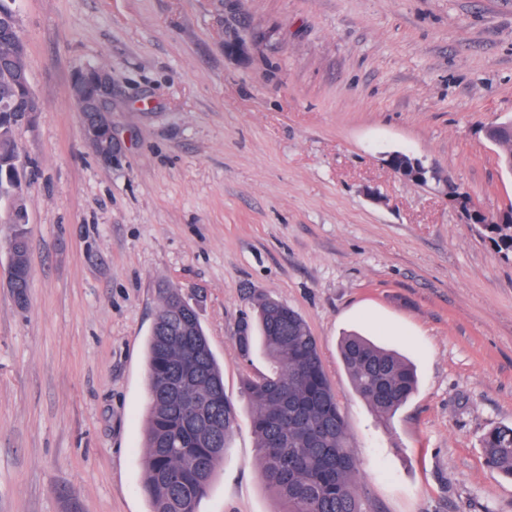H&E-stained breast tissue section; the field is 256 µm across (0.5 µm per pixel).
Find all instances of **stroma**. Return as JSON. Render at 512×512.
Instances as JSON below:
<instances>
[{"instance_id": "35a3bbf8", "label": "stroma", "mask_w": 512, "mask_h": 512, "mask_svg": "<svg viewBox=\"0 0 512 512\" xmlns=\"http://www.w3.org/2000/svg\"><path fill=\"white\" fill-rule=\"evenodd\" d=\"M40 112L26 163L32 283L0 224V512H149L146 343L159 284L194 305L237 420L200 512H276L256 476L235 338L257 295L316 337L368 512H512L486 431L512 425V259L406 151L494 215L487 126L512 117V0H16ZM112 74L111 166L76 72ZM468 206V207H469ZM357 332L416 366L379 418L338 357ZM386 161L396 173L405 179L423 182L427 178L429 168L412 154L402 151L394 152L388 155Z\"/></svg>"}]
</instances>
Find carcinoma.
Instances as JSON below:
<instances>
[{
  "instance_id": "cac0c4a2",
  "label": "carcinoma",
  "mask_w": 512,
  "mask_h": 512,
  "mask_svg": "<svg viewBox=\"0 0 512 512\" xmlns=\"http://www.w3.org/2000/svg\"><path fill=\"white\" fill-rule=\"evenodd\" d=\"M16 0H0V224L28 254L23 204L24 163L15 129L27 90L17 82L27 67L12 37ZM486 138L503 147L498 163L512 173V120L490 125ZM505 257L512 256V205L477 215ZM260 339L271 373L248 378L257 477L280 504L276 512H365L356 490L359 465L345 419L325 373L319 346L301 316L266 296L256 300ZM243 357L254 336L235 337ZM339 355L355 392L388 419L417 388L413 366L394 351L357 334L339 342ZM149 409L142 486L150 512H199L228 448L236 410L224 394L221 369L192 306L175 288L160 289V307L147 342ZM485 463L512 478V427L496 426L483 438Z\"/></svg>"
}]
</instances>
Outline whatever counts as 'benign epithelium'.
<instances>
[{
    "label": "benign epithelium",
    "mask_w": 512,
    "mask_h": 512,
    "mask_svg": "<svg viewBox=\"0 0 512 512\" xmlns=\"http://www.w3.org/2000/svg\"><path fill=\"white\" fill-rule=\"evenodd\" d=\"M72 95L78 102L84 127L101 129V135L86 138L95 156L104 165H112V76L99 67H88L75 75ZM389 166L400 176L415 182L427 178L429 168L409 153L394 152L387 157Z\"/></svg>",
    "instance_id": "obj_1"
}]
</instances>
